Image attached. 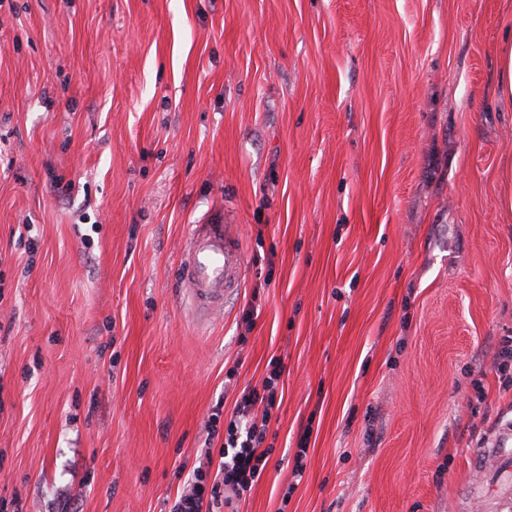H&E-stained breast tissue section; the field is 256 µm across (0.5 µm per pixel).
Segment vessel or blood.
<instances>
[{
    "label": "vessel or blood",
    "instance_id": "b4317fda",
    "mask_svg": "<svg viewBox=\"0 0 512 512\" xmlns=\"http://www.w3.org/2000/svg\"><path fill=\"white\" fill-rule=\"evenodd\" d=\"M244 253L231 225H193L181 255L179 278L193 309L215 317L243 283Z\"/></svg>",
    "mask_w": 512,
    "mask_h": 512
}]
</instances>
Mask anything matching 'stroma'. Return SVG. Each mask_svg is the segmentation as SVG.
<instances>
[{
	"instance_id": "1",
	"label": "stroma",
	"mask_w": 512,
	"mask_h": 512,
	"mask_svg": "<svg viewBox=\"0 0 512 512\" xmlns=\"http://www.w3.org/2000/svg\"><path fill=\"white\" fill-rule=\"evenodd\" d=\"M511 34L512 0H0V512H169L276 361L235 512H471L512 429ZM215 217L247 266L200 324ZM499 81L496 88L498 99L503 103L512 102V34L497 46ZM179 264V278L194 310L212 320L242 287L244 253L231 224L211 220L192 225ZM496 373L502 380L504 389L512 387V337L505 338L500 342L498 351L495 355L494 363Z\"/></svg>"
}]
</instances>
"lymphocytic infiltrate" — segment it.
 <instances>
[{
	"mask_svg": "<svg viewBox=\"0 0 512 512\" xmlns=\"http://www.w3.org/2000/svg\"><path fill=\"white\" fill-rule=\"evenodd\" d=\"M282 371L281 365H274L261 390L243 391L226 425L218 465L200 463L171 512H222L224 506L230 505L232 496L244 494L259 480L267 463L261 446L268 422L257 419L255 409L273 408Z\"/></svg>",
	"mask_w": 512,
	"mask_h": 512,
	"instance_id": "1",
	"label": "lymphocytic infiltrate"
}]
</instances>
